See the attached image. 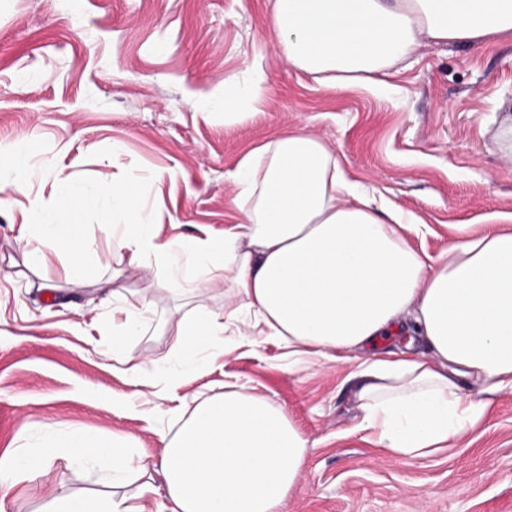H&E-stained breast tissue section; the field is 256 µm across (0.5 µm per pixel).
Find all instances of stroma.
<instances>
[{
    "mask_svg": "<svg viewBox=\"0 0 512 512\" xmlns=\"http://www.w3.org/2000/svg\"><path fill=\"white\" fill-rule=\"evenodd\" d=\"M261 79L258 115L228 124L224 82ZM388 93L320 84L277 49L268 0H0V458L34 436L83 430L132 437L135 471L117 495L158 512L163 448L184 402L225 384L281 408L308 443L281 512H512V392L456 445L426 458L375 446L359 424L357 360L323 357L289 367L277 339L227 343L206 370L173 389L135 393L112 359V289L148 296L151 323L127 344L142 371L181 370L153 325L177 308L224 311V291L188 298L120 263L104 225L125 223L112 200L88 208L83 248L102 281L69 278L59 261L40 274L20 258L16 226L40 223L66 195L136 181L160 240L222 233L233 216L231 173L252 149L296 127L333 144L352 172L430 233L413 244L437 257L456 224L512 212V37L472 46L427 43ZM31 146L34 176L17 191L4 157ZM69 182H60V174ZM57 288L40 289L41 279ZM99 467L53 449L7 512H46L51 498L102 489Z\"/></svg>",
    "mask_w": 512,
    "mask_h": 512,
    "instance_id": "obj_1",
    "label": "stroma"
}]
</instances>
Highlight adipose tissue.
Returning <instances> with one entry per match:
<instances>
[{
    "instance_id": "ef3b65f1",
    "label": "adipose tissue",
    "mask_w": 512,
    "mask_h": 512,
    "mask_svg": "<svg viewBox=\"0 0 512 512\" xmlns=\"http://www.w3.org/2000/svg\"><path fill=\"white\" fill-rule=\"evenodd\" d=\"M280 53L339 88L377 89L423 42L468 45L512 36V0H269ZM235 216L219 235L159 242L153 211L132 185L112 186V247L128 267L158 268L161 289L221 286L224 313L195 307L158 325L190 364L223 352L229 336H274L288 355L347 359L400 336L399 350L360 365L354 399L360 430L415 458L462 438L490 398L512 391V213L459 224L432 257L406 235L412 221L352 179L344 156L304 129L254 148L231 175ZM94 198L43 210L19 226L26 265L41 269L82 246V211ZM148 300L112 292V355L135 365L126 339L142 333ZM423 340L426 353L413 349ZM477 386L471 399L462 381ZM129 440L51 433L0 459V491L40 471L50 449L106 470L133 471ZM307 441L264 397L239 390L196 403L167 443L162 512H278ZM48 512H137L114 494L54 498Z\"/></svg>"
}]
</instances>
